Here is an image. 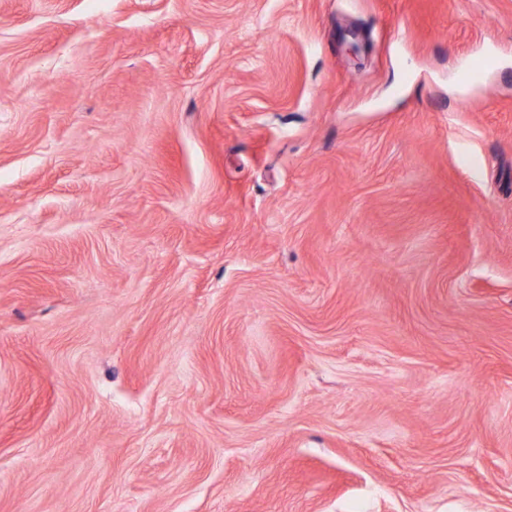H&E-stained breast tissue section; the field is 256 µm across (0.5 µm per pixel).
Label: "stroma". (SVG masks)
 Returning a JSON list of instances; mask_svg holds the SVG:
<instances>
[{"mask_svg": "<svg viewBox=\"0 0 512 512\" xmlns=\"http://www.w3.org/2000/svg\"><path fill=\"white\" fill-rule=\"evenodd\" d=\"M0 512H512V0H0Z\"/></svg>", "mask_w": 512, "mask_h": 512, "instance_id": "35a3bbf8", "label": "stroma"}]
</instances>
